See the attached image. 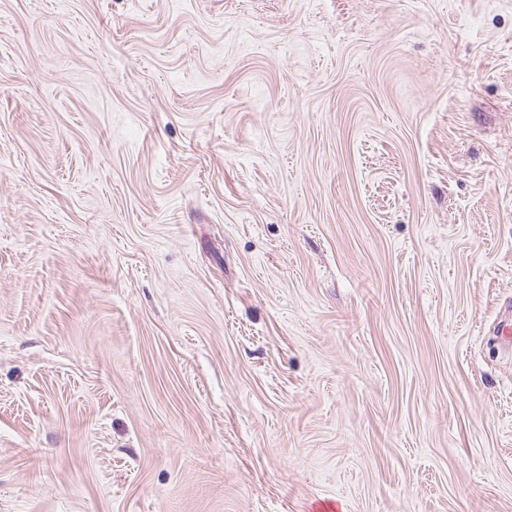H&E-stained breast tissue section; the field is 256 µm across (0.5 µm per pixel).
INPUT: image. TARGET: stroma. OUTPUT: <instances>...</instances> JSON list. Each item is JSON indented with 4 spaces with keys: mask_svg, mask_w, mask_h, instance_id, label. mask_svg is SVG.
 <instances>
[{
    "mask_svg": "<svg viewBox=\"0 0 512 512\" xmlns=\"http://www.w3.org/2000/svg\"><path fill=\"white\" fill-rule=\"evenodd\" d=\"M0 512H512V0H0Z\"/></svg>",
    "mask_w": 512,
    "mask_h": 512,
    "instance_id": "1",
    "label": "stroma"
}]
</instances>
